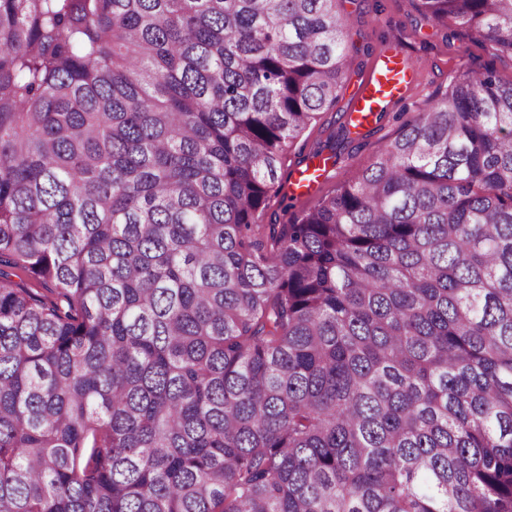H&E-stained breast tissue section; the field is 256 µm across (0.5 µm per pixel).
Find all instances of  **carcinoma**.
<instances>
[{
	"label": "carcinoma",
	"mask_w": 512,
	"mask_h": 512,
	"mask_svg": "<svg viewBox=\"0 0 512 512\" xmlns=\"http://www.w3.org/2000/svg\"><path fill=\"white\" fill-rule=\"evenodd\" d=\"M420 2L512 55V0ZM347 29L0 0V512H512V81L259 223Z\"/></svg>",
	"instance_id": "cac0c4a2"
}]
</instances>
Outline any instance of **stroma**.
Returning a JSON list of instances; mask_svg holds the SVG:
<instances>
[{
    "mask_svg": "<svg viewBox=\"0 0 512 512\" xmlns=\"http://www.w3.org/2000/svg\"><path fill=\"white\" fill-rule=\"evenodd\" d=\"M420 0H340L339 9L349 16L347 52L352 68L333 108L300 137L289 150L281 169L293 175L308 162L309 153L336 137V164L316 194H331L368 167L389 139L397 136L403 116L413 115L436 93L452 83L458 71H493L505 81L512 80V56L477 40L461 26L448 29L424 22ZM397 48L412 67L417 79L404 97L391 103L374 132L365 137L341 139L354 92L365 82L375 59L388 48Z\"/></svg>",
    "mask_w": 512,
    "mask_h": 512,
    "instance_id": "stroma-1",
    "label": "stroma"
}]
</instances>
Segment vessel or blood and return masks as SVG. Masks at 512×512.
<instances>
[{
  "instance_id": "b4317fda",
  "label": "vessel or blood",
  "mask_w": 512,
  "mask_h": 512,
  "mask_svg": "<svg viewBox=\"0 0 512 512\" xmlns=\"http://www.w3.org/2000/svg\"><path fill=\"white\" fill-rule=\"evenodd\" d=\"M412 78L411 70L403 66L398 51L390 50L381 54L353 101L350 109L352 119L363 121L376 110L379 103L402 98Z\"/></svg>"
}]
</instances>
